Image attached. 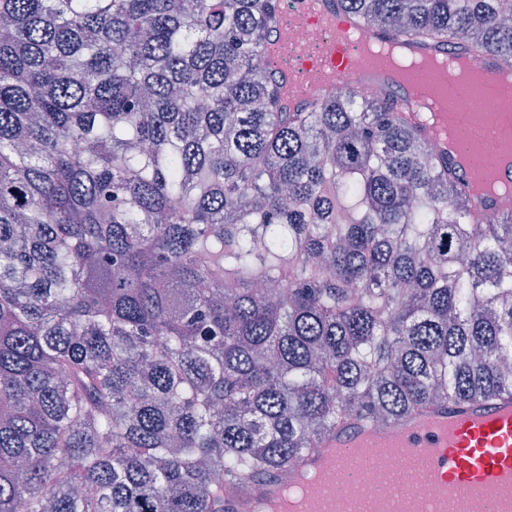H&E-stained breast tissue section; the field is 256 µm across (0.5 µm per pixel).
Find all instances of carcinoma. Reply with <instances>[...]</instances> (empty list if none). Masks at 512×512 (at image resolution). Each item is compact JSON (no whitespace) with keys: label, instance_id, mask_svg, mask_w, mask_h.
Wrapping results in <instances>:
<instances>
[{"label":"carcinoma","instance_id":"obj_1","mask_svg":"<svg viewBox=\"0 0 512 512\" xmlns=\"http://www.w3.org/2000/svg\"><path fill=\"white\" fill-rule=\"evenodd\" d=\"M512 59L500 0H341ZM282 0H0V512H226L352 420L512 395V215L391 95L284 112Z\"/></svg>","mask_w":512,"mask_h":512}]
</instances>
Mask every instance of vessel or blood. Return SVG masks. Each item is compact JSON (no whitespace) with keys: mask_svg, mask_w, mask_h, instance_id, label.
<instances>
[{"mask_svg":"<svg viewBox=\"0 0 512 512\" xmlns=\"http://www.w3.org/2000/svg\"><path fill=\"white\" fill-rule=\"evenodd\" d=\"M291 13L305 28L308 38L296 42L284 25L269 32L266 47L271 56L291 55L296 65L278 71L283 109L293 112L326 95L335 83H356L374 92L391 93L385 80L359 75L351 61V50L343 41L347 31L361 30L359 20L345 12L340 0H292ZM397 43L412 55L446 53L439 42L414 41L404 37ZM410 117L421 121L426 136L438 144L449 164H456L438 130L428 120L423 104L405 100ZM458 186L470 207L485 215L512 212V196L478 195L468 177L458 176ZM425 453L431 461L430 482L437 489L432 497L416 496L408 490L389 497L386 512H482L492 503L496 512H512V396L479 400L468 404L428 407L383 427L352 421L328 436L315 453L284 472L257 483L255 493L227 504V512H287L286 491L303 480L352 454L373 445Z\"/></svg>","mask_w":512,"mask_h":512,"instance_id":"vessel-or-blood-1","label":"vessel or blood"}]
</instances>
